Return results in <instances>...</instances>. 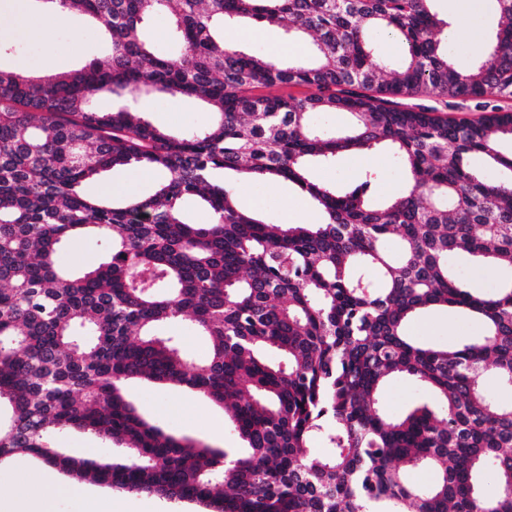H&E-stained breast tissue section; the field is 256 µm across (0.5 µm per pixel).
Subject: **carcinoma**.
<instances>
[{"label":"carcinoma","mask_w":512,"mask_h":512,"mask_svg":"<svg viewBox=\"0 0 512 512\" xmlns=\"http://www.w3.org/2000/svg\"><path fill=\"white\" fill-rule=\"evenodd\" d=\"M92 17L111 56L32 77L0 68V462L24 454L111 489L198 502L213 512H512V403L495 404L479 377L512 383V281L474 293L448 269L467 252L512 268V115L475 120L402 107L396 96L512 99V0L474 64L456 69L439 38L434 0H178L164 54L146 24L171 0H49ZM241 18L312 39V55L259 57L217 29ZM402 46L399 66L372 34ZM306 86L303 99L254 95ZM158 92L215 112L173 134L128 107H90L102 92ZM345 112L342 131L312 126ZM387 149L404 190L374 205V181L340 191L309 178L315 163ZM479 154L504 177L471 167ZM162 169L148 198L116 207L80 187L124 165ZM286 180L323 211L319 224H269L241 210L218 174ZM199 197L209 224L181 202ZM112 240L109 259L73 277L57 269L61 242ZM394 236L398 247L385 248ZM435 306L477 315L484 334L457 347L412 341L405 326ZM192 317L211 343L188 362L154 334ZM434 389L391 419L387 380ZM130 380L195 390L224 408L240 448L176 437L141 417ZM77 429L126 449L112 461L62 453ZM326 441L327 454L311 444ZM437 471L410 481L399 464ZM492 466L502 494L486 500Z\"/></svg>","instance_id":"cac0c4a2"}]
</instances>
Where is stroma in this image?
Instances as JSON below:
<instances>
[{
  "mask_svg": "<svg viewBox=\"0 0 512 512\" xmlns=\"http://www.w3.org/2000/svg\"><path fill=\"white\" fill-rule=\"evenodd\" d=\"M434 9L449 26H456L458 16H465L469 30L489 38L496 30L498 15L493 0L479 6H461L459 0H434ZM111 43L87 16L74 13L58 21L40 9L35 0H26L23 9L10 12L7 25L0 27V67L37 75L68 72L92 60L106 59ZM93 103L102 110L124 104L142 112L152 125L170 132L190 130L208 125L212 113L197 102L179 97L139 93L105 94ZM373 172L376 191L374 203H383L399 193L405 176L393 157L385 152L371 157L347 154L333 165H317L312 169L315 180L343 190L360 180L365 172ZM166 178L160 170L141 167H114L86 181V195L113 197L123 201L153 194ZM238 205L273 223H284L286 215H296L298 222L317 224L320 211L312 203H304L287 182L255 179L237 175L230 179ZM111 251L108 238L88 233L60 245L56 254L58 267L66 273L80 275L95 264L107 260ZM448 265L461 284L477 293H491L512 278V269L488 265L467 254L450 256ZM158 336L172 339L187 360L204 361L210 352L206 337L198 335L189 321L178 320L157 327ZM407 333L417 341L441 346H454L464 339L481 336L480 321L453 309H430L407 326ZM131 401L137 411L164 432L191 437L215 448H235L239 441L232 426L215 433L213 425L223 419L222 409L204 402L192 389L179 385L139 382L130 386ZM433 390L409 379L395 376L388 380L383 405L393 418L404 415L422 403H434ZM56 445L62 452L81 459H109L121 456L120 448L79 430L59 435Z\"/></svg>",
  "mask_w": 512,
  "mask_h": 512,
  "instance_id": "35a3bbf8",
  "label": "stroma"
}]
</instances>
